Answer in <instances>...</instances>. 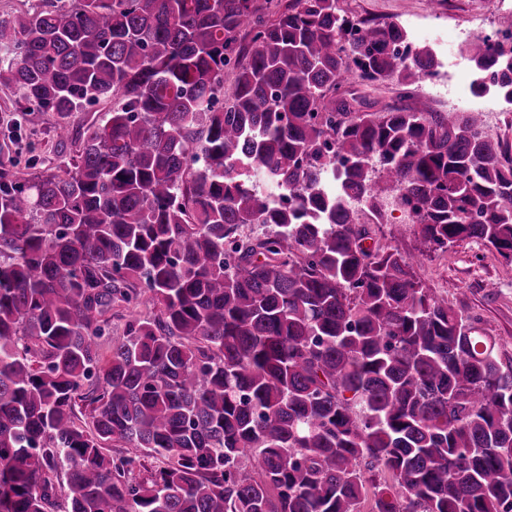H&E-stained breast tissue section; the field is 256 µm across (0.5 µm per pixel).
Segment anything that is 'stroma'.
Listing matches in <instances>:
<instances>
[{
    "mask_svg": "<svg viewBox=\"0 0 512 512\" xmlns=\"http://www.w3.org/2000/svg\"><path fill=\"white\" fill-rule=\"evenodd\" d=\"M502 0H339L349 15L373 22L402 24L410 40L421 31L438 28L444 41L476 26L494 30L504 10ZM16 90L0 86V154L19 159L21 167L51 168L61 162L56 133L67 126L77 137L84 124L104 117L108 101L61 118L55 112L20 114ZM372 235L383 248L420 255L427 246L404 212L390 213ZM426 287L447 300L449 307L475 319L479 328L499 342L504 363L512 362V262L474 240L456 242L443 253L432 254L417 270Z\"/></svg>",
    "mask_w": 512,
    "mask_h": 512,
    "instance_id": "35a3bbf8",
    "label": "stroma"
}]
</instances>
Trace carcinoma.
<instances>
[{"instance_id": "carcinoma-1", "label": "carcinoma", "mask_w": 512, "mask_h": 512, "mask_svg": "<svg viewBox=\"0 0 512 512\" xmlns=\"http://www.w3.org/2000/svg\"><path fill=\"white\" fill-rule=\"evenodd\" d=\"M337 2L0 15L23 111L112 101L56 168L0 159V512L55 509L58 483L62 512H512V364L359 210L389 199L430 249L512 261V158L480 112L350 111V77L410 87L438 62ZM468 54L473 92L512 102L503 44ZM146 305L103 359L107 315ZM116 444L165 466L136 484Z\"/></svg>"}]
</instances>
